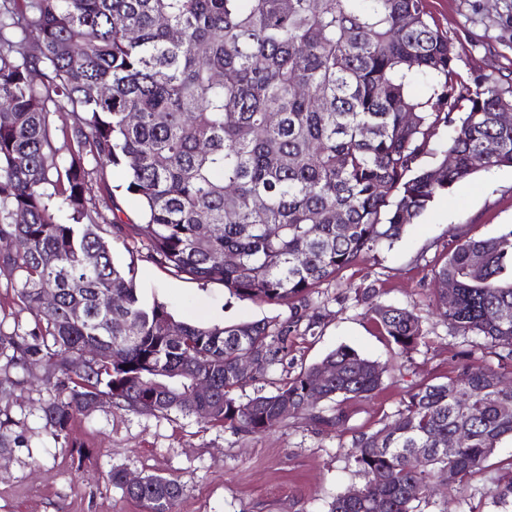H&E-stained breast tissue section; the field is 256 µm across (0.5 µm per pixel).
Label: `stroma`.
Instances as JSON below:
<instances>
[{"label":"stroma","mask_w":512,"mask_h":512,"mask_svg":"<svg viewBox=\"0 0 512 512\" xmlns=\"http://www.w3.org/2000/svg\"><path fill=\"white\" fill-rule=\"evenodd\" d=\"M439 32L453 43L465 79L487 77L512 84V0H427ZM512 225V167L479 170L466 182L440 192L400 238L379 249L375 260L343 269L316 288L303 308L312 334L293 338L283 366L249 397L275 392L283 379L346 345L386 364L384 385L371 400L348 404L350 419L341 433L317 431L304 420L263 435L234 433L195 417L99 408L78 418L69 446L45 433L31 445L0 456V512H141L108 479L111 469L133 476L178 478L184 495L174 512H328L333 497L357 481L351 442L354 434L379 427L392 416L408 386L452 374L457 354L467 350L477 366L497 365L479 336H459L427 310L439 288L433 270L463 235L492 237ZM115 262L135 266L146 299L164 303L176 320L196 325L233 324L287 318L285 306L233 294L223 283L201 282L159 267L132 240H112ZM381 289L383 302L423 312L425 342L406 356L364 317L359 288ZM512 447L497 449L462 498L448 512H494L497 463ZM82 466H74V459Z\"/></svg>","instance_id":"obj_1"}]
</instances>
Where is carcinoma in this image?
Masks as SVG:
<instances>
[{
    "label": "carcinoma",
    "instance_id": "1",
    "mask_svg": "<svg viewBox=\"0 0 512 512\" xmlns=\"http://www.w3.org/2000/svg\"><path fill=\"white\" fill-rule=\"evenodd\" d=\"M426 2L0 0V272L34 322L0 329V400L43 371L40 429L65 445L74 420L104 403L246 434L299 416L345 430V401L372 398L386 372L348 347L274 394L243 402L236 391L285 362L314 288L397 240L439 191L512 166V86L464 80ZM417 77L420 96L410 92ZM68 114L73 123L58 127ZM442 126L453 161L418 167ZM114 167L146 223L121 218ZM103 224L145 240L160 267L290 315L179 322L143 300L134 267L114 263ZM435 277L455 285L451 299L437 292L436 314L483 337L498 366L463 363L406 390L391 420L353 438L361 482L329 512H420L438 493L456 496L512 444V228L458 242ZM107 293L110 310L100 306ZM380 295L362 293L366 317L400 352L415 350L421 316ZM201 380L209 394L180 399ZM316 388L336 409L307 401ZM20 424L0 408V453L27 445ZM458 432L469 442L453 444ZM108 478L143 512H173L184 494L173 477L153 474L137 489L121 470ZM493 506L512 512V459Z\"/></svg>",
    "mask_w": 512,
    "mask_h": 512
}]
</instances>
